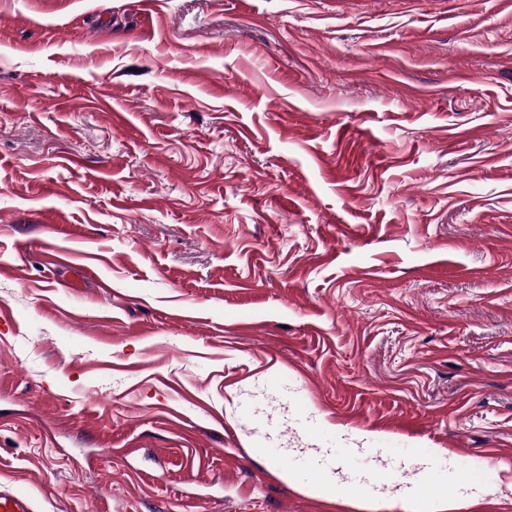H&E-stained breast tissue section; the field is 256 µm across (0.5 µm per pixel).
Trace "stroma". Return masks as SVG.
Masks as SVG:
<instances>
[{
	"label": "stroma",
	"instance_id": "stroma-1",
	"mask_svg": "<svg viewBox=\"0 0 512 512\" xmlns=\"http://www.w3.org/2000/svg\"><path fill=\"white\" fill-rule=\"evenodd\" d=\"M2 307L36 512H512V0H0Z\"/></svg>",
	"mask_w": 512,
	"mask_h": 512
}]
</instances>
